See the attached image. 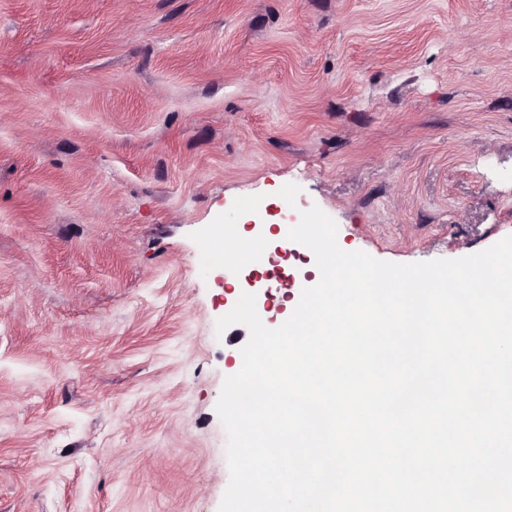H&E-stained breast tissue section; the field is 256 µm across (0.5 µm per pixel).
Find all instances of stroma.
<instances>
[{
	"label": "stroma",
	"instance_id": "obj_1",
	"mask_svg": "<svg viewBox=\"0 0 512 512\" xmlns=\"http://www.w3.org/2000/svg\"><path fill=\"white\" fill-rule=\"evenodd\" d=\"M319 207L394 263L512 235V0H0V512H219L216 412Z\"/></svg>",
	"mask_w": 512,
	"mask_h": 512
}]
</instances>
